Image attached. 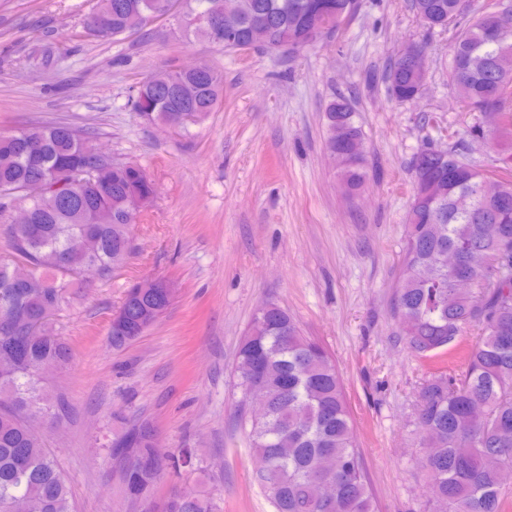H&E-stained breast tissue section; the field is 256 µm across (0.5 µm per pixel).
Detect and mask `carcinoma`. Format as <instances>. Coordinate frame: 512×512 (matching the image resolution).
<instances>
[{"instance_id":"obj_1","label":"carcinoma","mask_w":512,"mask_h":512,"mask_svg":"<svg viewBox=\"0 0 512 512\" xmlns=\"http://www.w3.org/2000/svg\"><path fill=\"white\" fill-rule=\"evenodd\" d=\"M187 37L211 42L220 24L238 40L251 28L230 15L226 0H182ZM157 0H98L87 27L115 40L136 16L148 18ZM359 0H243L249 15L265 23L263 50L313 47L330 38L357 10ZM430 27L458 22L467 0H412ZM312 29L320 40L309 39ZM426 69L399 55L386 79L391 95L409 102L423 93ZM448 82L470 111L479 113L474 134L501 147L502 170L512 169V29L495 17L457 30ZM222 80L210 66L201 73L158 72L133 99L134 111L153 121L192 110L196 122L215 111ZM493 113H487V110ZM326 148L336 154L339 177L349 192L366 180L363 132L345 100L325 112ZM89 137L66 124L32 126L0 136V210L21 201L34 223L10 230L13 259L0 262V308L14 312L0 322V512H75L70 485L41 436L28 421L47 409L51 394L37 365L68 363L71 352L54 328L68 305L65 278L87 264L102 275L123 266L132 252L125 214L135 196L155 197L145 169L133 162H107L105 180ZM448 177L443 196L413 193L406 217L403 275L395 288L393 315L407 348L422 358L454 354L451 366L432 373L420 387L416 426L422 437L424 469L431 497L428 512H503L507 491L503 471L512 469V177L495 178L498 191L486 193L488 173L462 158L455 144L416 153L413 179ZM46 178L47 188L29 196L27 186ZM108 208L109 224L97 223ZM460 255L448 268V252ZM463 275L475 284L461 298L453 288ZM172 300L155 288L126 290L110 326L112 347L140 337L160 319ZM477 331L475 343L461 346ZM240 386L258 379L269 410L261 418L241 411L240 419L256 461L254 479L273 512H374V499L358 448L343 382L329 353L302 334L287 310L272 305L254 317L237 353ZM485 405L477 414L474 406ZM112 454L124 461L123 483L138 498L161 477L149 424L134 425L112 440ZM335 486L324 500L320 486ZM168 512H221L217 499L200 491L176 490Z\"/></svg>"}]
</instances>
